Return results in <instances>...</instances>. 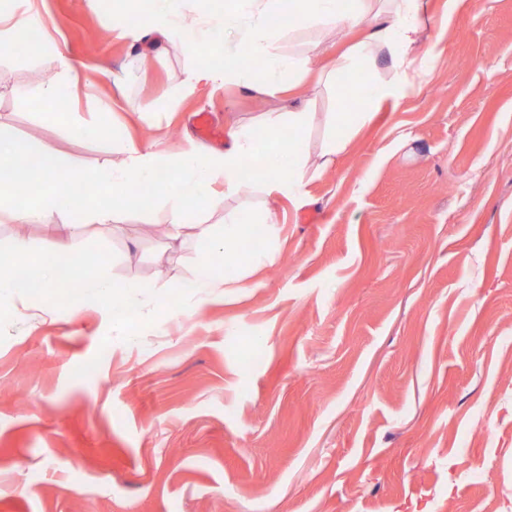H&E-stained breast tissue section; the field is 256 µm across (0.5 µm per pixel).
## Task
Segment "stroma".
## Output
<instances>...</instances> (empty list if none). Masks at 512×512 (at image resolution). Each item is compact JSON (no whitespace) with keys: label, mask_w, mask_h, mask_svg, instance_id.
<instances>
[{"label":"stroma","mask_w":512,"mask_h":512,"mask_svg":"<svg viewBox=\"0 0 512 512\" xmlns=\"http://www.w3.org/2000/svg\"><path fill=\"white\" fill-rule=\"evenodd\" d=\"M18 9L45 27L0 59V125L86 173L121 162L126 138L181 151L197 113L224 132L280 106L238 83L169 106L181 35L133 41L88 0ZM447 16L425 82L305 203L215 194L201 223L268 208L280 227L263 242L273 262L227 297L195 303L202 243L187 229L166 250L154 197L75 242L99 255L94 275L139 282L129 336L105 308L72 314L64 292L35 316L33 298L0 297V512H512V0H425L427 24ZM66 58L70 117L38 99ZM329 62L309 55L295 90L314 161L336 111ZM72 118L122 135H66ZM67 221L0 211V246L40 252Z\"/></svg>","instance_id":"stroma-1"}]
</instances>
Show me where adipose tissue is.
I'll list each match as a JSON object with an SVG mask.
<instances>
[{"instance_id":"1","label":"adipose tissue","mask_w":512,"mask_h":512,"mask_svg":"<svg viewBox=\"0 0 512 512\" xmlns=\"http://www.w3.org/2000/svg\"><path fill=\"white\" fill-rule=\"evenodd\" d=\"M195 2L204 21L221 27L234 48L223 66H211L203 58L190 65L182 84L174 90V97L218 83L243 81L242 63L254 58L263 62L267 74L259 92L274 97L295 88L306 73L305 61L292 48L271 39V30H319L346 18L364 26V35L326 73V82H337L354 64L376 65L383 56L390 61L389 74L356 89L343 90L334 117V132L316 163L310 162L302 135L310 118L304 105L291 106L285 112L263 113L257 132L241 127L230 129V144L220 154L192 140L174 155L148 145L128 144L121 164L99 169L90 178L82 170L68 166L52 149L19 138L0 126V156L24 160L21 179L41 188L33 203L13 209L14 221L40 223L63 214L79 218L78 223L60 225L41 260L35 262L34 277L1 273L0 294L34 289L43 307L54 309L58 264L72 260L76 237L86 225L109 226L119 222L125 213L142 210L144 200L133 192L140 185H150L154 196L168 203V222L175 240L180 238L187 216L208 210L212 184L222 183L225 195L238 193L244 165L255 158L261 162V187L266 201L280 197L300 200L305 184L335 164L337 156L347 151L352 139L372 122L384 104L397 103L421 83L441 42L437 35L423 38L420 0H352L348 5L343 0H236L231 8L225 7L223 0ZM183 4L184 0H155L154 8L143 13L136 0H118L116 9L135 15L132 33L148 31L165 42L178 26ZM63 173L79 187L94 183L100 200L92 201L90 194L81 190H60L59 176ZM255 224V217L245 211L217 230L208 224L201 225L202 235L212 243L215 252L198 266L189 283L199 302H209L215 289L237 287L245 266L270 260V253H250L243 248ZM134 287L131 281L116 285L103 277L82 278L71 287L69 296L76 311L90 299L111 308L113 323L121 328L130 321L126 300Z\"/></svg>"}]
</instances>
